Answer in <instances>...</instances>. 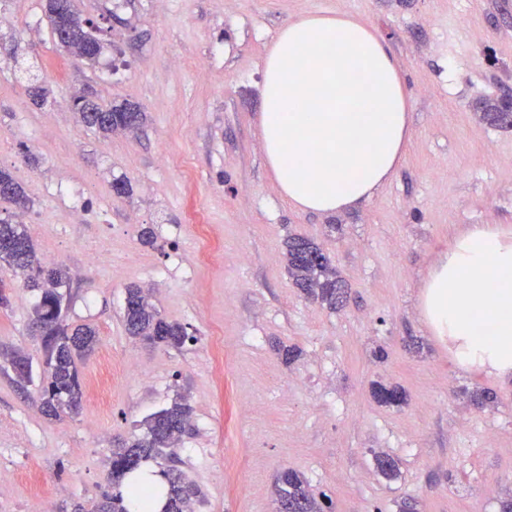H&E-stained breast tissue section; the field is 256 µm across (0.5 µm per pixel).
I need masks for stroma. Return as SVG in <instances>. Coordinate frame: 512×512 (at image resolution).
Listing matches in <instances>:
<instances>
[{"mask_svg":"<svg viewBox=\"0 0 512 512\" xmlns=\"http://www.w3.org/2000/svg\"><path fill=\"white\" fill-rule=\"evenodd\" d=\"M78 3L106 44L92 66L57 46L43 0H13L15 24L0 28V167L30 200L24 211L0 202V219L26 220L39 256L67 269L69 319L99 338L80 365L76 416L47 418L0 372V512L91 502L109 485L114 439L139 432L179 392L193 407L180 458L204 492L198 512H275L272 486L285 468L333 512H501L512 498V385L457 367L420 299L455 236L477 224L512 230V128L480 123L472 110L477 95L512 88V0ZM339 12L387 39L412 138L372 199L327 218L282 197L262 150L257 85L282 29ZM118 60L127 67L115 75ZM26 61L50 90L45 105L14 78ZM82 94L139 105L138 132L105 138L83 126L69 106ZM120 178L130 196L114 193ZM60 183L85 189L82 210L56 193ZM194 209L205 229L189 223ZM148 225L155 241L145 245ZM291 234L330 257L348 290L342 308L293 285ZM208 239L224 251L203 265ZM130 284L153 289L162 317L186 326L190 341L151 348L128 336ZM0 285L9 298L0 349L37 354V294L1 262ZM131 359L138 374L127 371ZM376 382L402 387L406 402L378 405ZM476 389L494 403L473 406ZM378 452L396 460L397 479L377 473Z\"/></svg>","mask_w":512,"mask_h":512,"instance_id":"obj_1","label":"stroma"}]
</instances>
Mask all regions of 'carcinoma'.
<instances>
[{"label": "carcinoma", "instance_id": "obj_1", "mask_svg": "<svg viewBox=\"0 0 512 512\" xmlns=\"http://www.w3.org/2000/svg\"><path fill=\"white\" fill-rule=\"evenodd\" d=\"M45 16L56 42L69 55L89 65L97 63L104 48L93 35L94 23L82 18L77 0H46ZM19 72L27 81V91L36 104L46 101L45 89L38 83V75L31 68ZM73 107L86 127L108 137L116 132H132L142 119L139 108L130 102L99 105L85 97L74 99ZM475 111L480 121L495 127H512V98L501 95H481L476 99ZM6 201L20 210L30 201L22 186L10 172L0 169V201ZM288 275L308 298L334 309L346 299L345 283L322 248L303 237L290 236L285 242ZM0 262L20 275L24 285L40 294L32 308V325L40 336L43 362L48 376L37 390L34 402L42 414L57 418L62 414H76L81 408L83 378L79 363L94 347L97 332L82 325L75 328L67 322L64 295L59 289L70 287L69 272L59 266H49L36 254L28 228L0 220ZM123 324L126 333L151 345L180 349L192 340L187 328L180 323L161 318L149 300V291L132 284L125 288ZM0 357L8 361L18 387L25 389L33 383L32 359L26 353L3 350ZM373 398L384 406H398L405 402V392L397 386L377 384ZM192 407L187 397L178 394L170 404L149 415L141 422L142 433L119 448L112 449V488L102 491L91 503V509L74 501L70 508L59 512H128L121 491L122 481L134 471L130 460L138 463L163 457L179 458L183 437L191 430ZM378 474L388 480L398 475L395 461L386 454L375 456ZM167 489L164 504L168 512H195L201 501L198 487L172 466L161 471ZM273 495L277 512H326V504L318 502L308 491L307 482L298 472L285 468L276 477Z\"/></svg>", "mask_w": 512, "mask_h": 512}]
</instances>
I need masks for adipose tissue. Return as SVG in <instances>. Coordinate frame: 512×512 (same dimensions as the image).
Segmentation results:
<instances>
[{
  "instance_id": "1",
  "label": "adipose tissue",
  "mask_w": 512,
  "mask_h": 512,
  "mask_svg": "<svg viewBox=\"0 0 512 512\" xmlns=\"http://www.w3.org/2000/svg\"><path fill=\"white\" fill-rule=\"evenodd\" d=\"M260 133L282 196L336 214L386 185L411 139L404 77L387 40L339 13L288 24L259 83ZM426 323L457 346L456 362L512 383V240L496 225L457 237L430 271Z\"/></svg>"
}]
</instances>
